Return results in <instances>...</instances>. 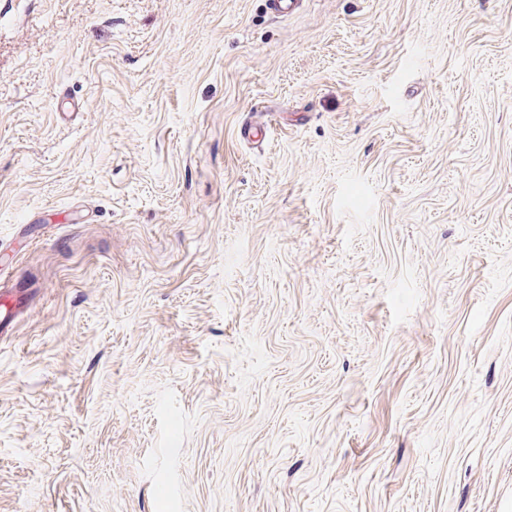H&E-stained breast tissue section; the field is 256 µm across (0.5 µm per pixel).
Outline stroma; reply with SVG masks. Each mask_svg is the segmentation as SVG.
<instances>
[{"instance_id":"obj_1","label":"stroma","mask_w":512,"mask_h":512,"mask_svg":"<svg viewBox=\"0 0 512 512\" xmlns=\"http://www.w3.org/2000/svg\"><path fill=\"white\" fill-rule=\"evenodd\" d=\"M0 277V512H512V0H0ZM0 288V339L2 340L8 333L10 323H6L28 308V304H24L23 300L33 288H6L3 283Z\"/></svg>"}]
</instances>
